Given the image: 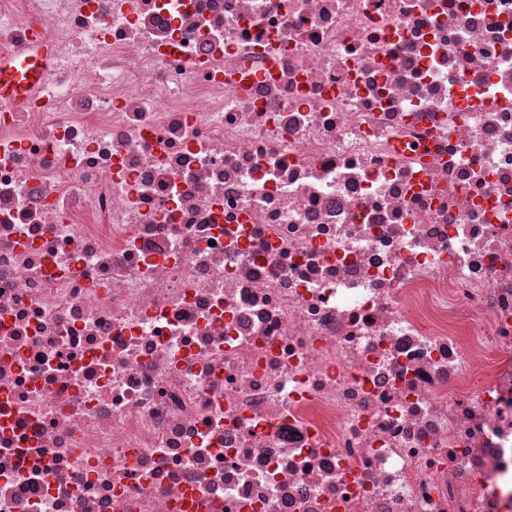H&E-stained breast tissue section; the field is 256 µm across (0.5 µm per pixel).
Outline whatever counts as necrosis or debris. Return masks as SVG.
<instances>
[{
	"label": "necrosis or debris",
	"instance_id": "4bbe7bcc",
	"mask_svg": "<svg viewBox=\"0 0 512 512\" xmlns=\"http://www.w3.org/2000/svg\"><path fill=\"white\" fill-rule=\"evenodd\" d=\"M0 512H512V0H0ZM51 51L34 42L21 56L0 58V94L4 98H23L26 91L39 85L51 64Z\"/></svg>",
	"mask_w": 512,
	"mask_h": 512
}]
</instances>
